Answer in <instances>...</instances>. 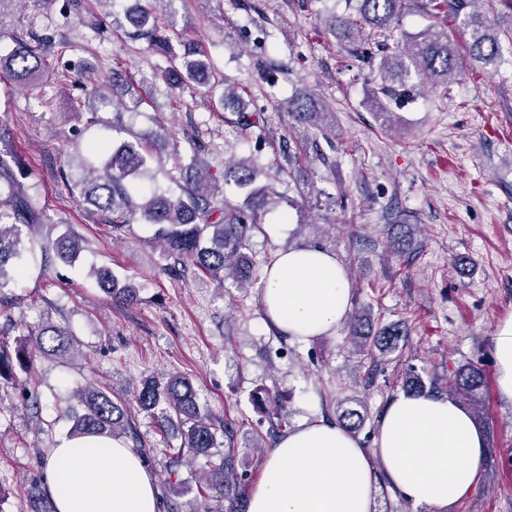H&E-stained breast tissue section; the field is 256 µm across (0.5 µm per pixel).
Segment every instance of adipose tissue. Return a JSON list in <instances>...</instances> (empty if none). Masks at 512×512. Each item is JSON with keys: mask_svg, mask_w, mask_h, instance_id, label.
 Instances as JSON below:
<instances>
[{"mask_svg": "<svg viewBox=\"0 0 512 512\" xmlns=\"http://www.w3.org/2000/svg\"><path fill=\"white\" fill-rule=\"evenodd\" d=\"M267 319L300 341L325 335L346 318L351 281L333 254L318 247L279 251L262 281ZM496 387L512 402V315L497 325ZM484 435L450 397H399L387 406L372 447L344 428L302 423L271 448L247 512H376V471L415 507H444L477 482ZM44 488L56 512H160L155 479L120 438L68 439L51 448Z\"/></svg>", "mask_w": 512, "mask_h": 512, "instance_id": "obj_1", "label": "adipose tissue"}]
</instances>
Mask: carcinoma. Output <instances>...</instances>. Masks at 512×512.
<instances>
[{
    "label": "carcinoma",
    "mask_w": 512,
    "mask_h": 512,
    "mask_svg": "<svg viewBox=\"0 0 512 512\" xmlns=\"http://www.w3.org/2000/svg\"><path fill=\"white\" fill-rule=\"evenodd\" d=\"M163 0H137L131 16L138 35L146 39L153 52L163 57L167 67L159 70L160 79L167 91L180 96L191 84L206 85L215 77L211 57L191 40L171 36L161 21L158 4ZM408 0H358L357 15H336L330 28L336 40L346 45L362 40L364 30L382 31L390 28L398 19ZM470 5V0H425L428 11L459 15ZM468 29L466 48L468 56L484 65L496 61L499 52V36L487 22L474 17L465 23ZM45 67L42 44L35 46L17 41L12 51L0 57V73L15 83H31ZM462 58L448 32L428 26L419 38L410 42H398L387 49L381 62L384 82L381 91L392 86L405 85L416 73L436 87H448V81L460 74ZM288 110L300 123L325 130L324 107L320 99L310 93L298 94L288 100ZM172 169L185 173V185L181 194L166 196L157 191L144 189L143 181L154 179V170L167 167V160L152 155L139 138L125 140L111 147L106 143H90L80 167L86 176L79 178L80 187L87 203L98 211L110 215L108 223L118 231L141 217L154 227L151 243L160 249L164 259L173 264L164 268L167 273L176 266H193L219 284L231 276L239 281L249 278L250 264L241 249L253 230L260 228L262 215L270 204L267 187L256 186L261 170L252 159H244L224 172L243 192L244 198L233 203L224 197V189L209 174L208 167L198 153H193L188 165L182 164V155H171ZM50 225L39 196L24 184L18 162L8 151H0V289L14 282L22 267L10 262L24 249L22 232L25 228ZM83 245L81 239L71 233L59 235L51 250L44 255V267L53 263H72L79 257ZM102 291L118 301L132 302L137 299V289L131 285H119L109 269L94 268ZM406 334L403 325L395 323L377 332V342L389 345ZM48 338L51 352L65 359L78 349L72 334L51 323L42 325L36 338L37 347ZM33 354L20 349L12 355L0 346V380L11 384L13 399L26 407L37 405L33 391L18 382L14 365L27 369L33 365ZM484 376L472 363L457 369L449 391L465 401L475 413L482 412ZM403 387L409 395H421L426 391L423 377L412 372L405 376ZM72 401L82 413L76 415L72 437H114L127 434L133 426L124 405L112 399V394L92 385L77 388ZM138 406L145 411H156L163 422L179 423L185 427V444L169 449V471L176 473L187 456L207 458L208 470L198 496H204L208 487L228 488L238 479L234 464V449L219 454L218 436L231 438L227 423L221 422L203 411L197 401L193 385L180 375H172L164 382L147 378L137 396ZM364 422V415L357 409H346L339 415V424L350 432H357ZM30 512H55L52 500L40 489L30 495Z\"/></svg>",
    "instance_id": "carcinoma-1"
}]
</instances>
